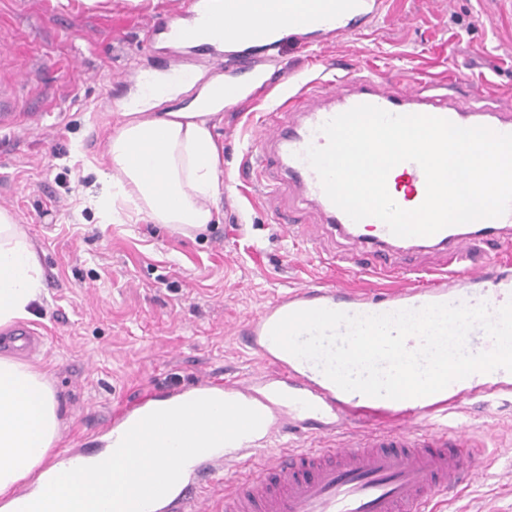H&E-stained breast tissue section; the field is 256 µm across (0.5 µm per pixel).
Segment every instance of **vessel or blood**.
Listing matches in <instances>:
<instances>
[{
    "mask_svg": "<svg viewBox=\"0 0 512 512\" xmlns=\"http://www.w3.org/2000/svg\"><path fill=\"white\" fill-rule=\"evenodd\" d=\"M273 8L295 40L317 34H354L375 20L382 0H274ZM149 41L185 46L223 58L230 78L224 84L232 100L247 84L237 73L250 71V83L274 84L275 75L256 70L255 58L277 40L258 24L255 0H177L163 23L148 32ZM326 105L311 107L306 90L285 93L252 134L248 171L262 173L267 155H275L289 184L298 188L324 223L355 240L374 261L372 270L398 279L395 291L379 295L345 288L304 285L275 298L255 316L232 327L234 340L255 353L260 367L244 381L224 384L201 379L197 392H224V410L237 423L225 437H239L237 448L210 454L195 465L188 481L143 512H426L435 496L453 493L480 474L475 443L464 428L442 419L476 393L473 378L450 384L422 398L392 400L346 392L321 368L310 367L276 346L272 327L289 313L327 308L353 315L418 309L432 303L486 304L497 310L512 300V279L493 259L477 253L512 239V210L501 217L446 227L423 237L401 239L381 220L353 222L325 195L309 165V146H324L321 126L360 104L393 114L442 117L462 127L485 126L512 134V109H461L446 92L430 93L413 85L400 91L374 77H340L321 89ZM405 179L399 205L414 209L426 195L425 176L411 161L400 163ZM440 253L445 269L428 287L401 276L390 249L401 243ZM430 426H423V419ZM322 434L320 445L287 452L274 439L292 431ZM243 477L225 480L234 469Z\"/></svg>",
    "mask_w": 512,
    "mask_h": 512,
    "instance_id": "obj_1",
    "label": "vessel or blood"
}]
</instances>
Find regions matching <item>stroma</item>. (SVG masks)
<instances>
[{
  "instance_id": "obj_1",
  "label": "stroma",
  "mask_w": 512,
  "mask_h": 512,
  "mask_svg": "<svg viewBox=\"0 0 512 512\" xmlns=\"http://www.w3.org/2000/svg\"><path fill=\"white\" fill-rule=\"evenodd\" d=\"M174 0L135 7L111 0L88 11L61 0H0V83L12 86L16 122L0 130V207L12 210L37 249L45 293L28 327L43 337L44 365L59 398L60 440L92 455L112 416L204 377L247 379L254 356L228 330L274 297L313 284L376 293L387 280L340 262L352 242L322 227L294 186L238 177L248 139L280 94L348 73L404 84H461L476 106L512 102V0H388L377 23L328 44L276 49L278 77L262 99L214 116L227 181L210 204L218 223L194 237L157 225L109 224L90 197L120 105L138 78L167 62L146 35ZM32 76L15 81L12 62ZM192 83L160 104L190 105L224 67L208 55L186 62ZM295 216L289 233L277 212ZM483 448L482 477L445 497L442 512H512V392L465 400L449 413Z\"/></svg>"
}]
</instances>
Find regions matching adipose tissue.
<instances>
[{
    "mask_svg": "<svg viewBox=\"0 0 512 512\" xmlns=\"http://www.w3.org/2000/svg\"><path fill=\"white\" fill-rule=\"evenodd\" d=\"M155 99L124 109L113 129L103 189L94 205L108 221L141 220L181 233L205 230L219 189L220 153L210 113L188 106L159 112ZM44 290L39 254L15 214L0 208V333L31 319ZM224 408L213 397H183L131 420L120 439L104 434L102 451L85 465L54 469L19 512H134L133 498H155L182 480L146 475L128 484L125 460L149 468L150 448H172L187 458L224 445ZM59 400L44 373L15 355H0V498L42 470L57 445Z\"/></svg>",
    "mask_w": 512,
    "mask_h": 512,
    "instance_id": "obj_1",
    "label": "adipose tissue"
}]
</instances>
